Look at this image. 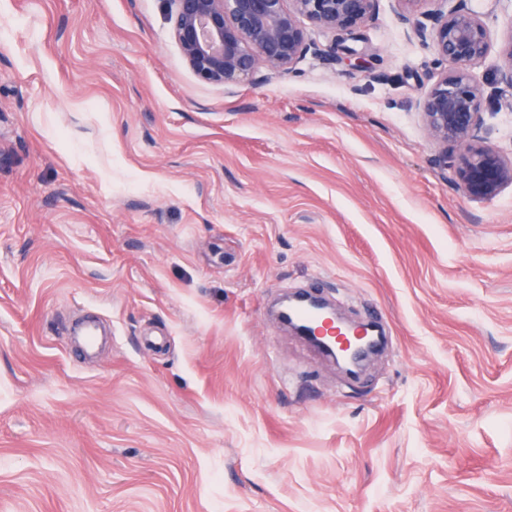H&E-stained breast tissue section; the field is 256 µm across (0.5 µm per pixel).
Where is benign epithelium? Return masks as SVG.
<instances>
[{
    "label": "benign epithelium",
    "instance_id": "benign-epithelium-1",
    "mask_svg": "<svg viewBox=\"0 0 512 512\" xmlns=\"http://www.w3.org/2000/svg\"><path fill=\"white\" fill-rule=\"evenodd\" d=\"M173 37L192 72L212 84H255L293 72L309 53L326 65L346 58L362 66L369 56L362 28L379 0H169ZM400 20L431 47L439 72L419 101L425 129L441 147L440 166L453 168L464 195L490 198L512 185V159L479 136L486 97L473 69L489 51L488 32L473 14L450 0H398ZM428 4L435 5L431 10ZM331 36L320 48L303 21ZM459 147L448 155V145ZM324 322L336 332V350L320 328L306 329L336 364L358 367L372 353L369 327L345 325L333 314Z\"/></svg>",
    "mask_w": 512,
    "mask_h": 512
}]
</instances>
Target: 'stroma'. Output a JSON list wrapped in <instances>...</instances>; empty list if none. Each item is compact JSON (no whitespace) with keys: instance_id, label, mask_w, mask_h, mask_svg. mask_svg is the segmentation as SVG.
<instances>
[{"instance_id":"35a3bbf8","label":"stroma","mask_w":512,"mask_h":512,"mask_svg":"<svg viewBox=\"0 0 512 512\" xmlns=\"http://www.w3.org/2000/svg\"><path fill=\"white\" fill-rule=\"evenodd\" d=\"M459 6L508 158L512 0ZM398 9L367 69L224 86L166 0H0V512H512V185L439 166ZM299 290L386 323L358 380Z\"/></svg>"}]
</instances>
